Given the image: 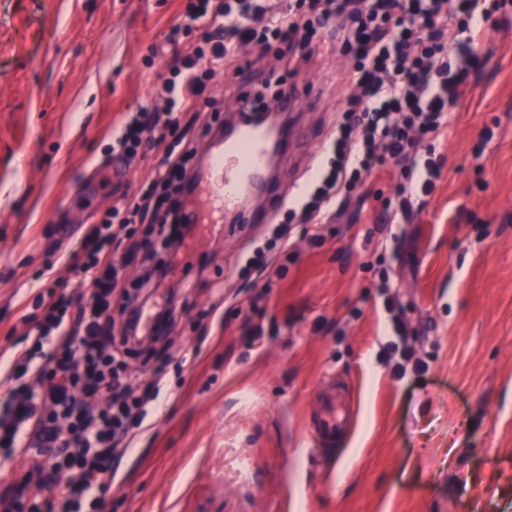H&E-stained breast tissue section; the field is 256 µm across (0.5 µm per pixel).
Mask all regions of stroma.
Here are the masks:
<instances>
[{"instance_id":"obj_1","label":"stroma","mask_w":512,"mask_h":512,"mask_svg":"<svg viewBox=\"0 0 512 512\" xmlns=\"http://www.w3.org/2000/svg\"><path fill=\"white\" fill-rule=\"evenodd\" d=\"M189 0H0V355L26 331L22 306L45 265L71 294L68 249L137 193L149 160L102 170L112 131L162 111L168 60L153 56ZM472 47L467 93L436 142L435 191L403 216L398 178L373 179L319 224L292 231L296 258L242 277L259 224L221 221L192 242L190 268L161 289L186 308L172 337L163 404L117 467L104 512H512V0ZM277 44L233 57L209 82L218 122L239 92L275 98ZM306 90L280 178L319 166L356 94L352 52L297 61ZM406 323L402 362L388 303ZM264 327L240 338L244 316ZM345 381L357 425L310 449L329 378Z\"/></svg>"}]
</instances>
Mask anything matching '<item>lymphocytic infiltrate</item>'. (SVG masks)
<instances>
[{"mask_svg": "<svg viewBox=\"0 0 512 512\" xmlns=\"http://www.w3.org/2000/svg\"><path fill=\"white\" fill-rule=\"evenodd\" d=\"M304 12L278 9L274 0H189L179 24L201 31V42L173 45L172 78L161 85L166 109L140 108L115 130L119 158L160 149L150 180L124 207L153 210L157 223L134 227L103 222L91 227L70 256V270L89 290L73 298L48 271L36 278L33 309L23 320L33 338L15 348L0 385V457L23 458L26 470L0 492V512H100L115 477V461L128 451L137 429L159 408L167 348L143 346L140 313L150 311L149 291L173 271L156 263L158 252L178 254L197 227L183 205L198 175L187 165L198 150L190 131L206 125L194 103L207 91L217 66L254 47L276 41L278 60L292 70L297 55L320 53L319 29L336 26V40L358 49L359 92L346 121L329 141L328 168L310 181L306 195L286 198L300 223L321 221L342 191L372 175L400 170L398 206L430 195L440 177L434 142L461 100L463 72L453 71L450 51L461 52L481 35L486 13L480 0H303ZM139 257L137 291H129L113 255ZM120 307H113V297ZM140 359L145 377L126 372Z\"/></svg>", "mask_w": 512, "mask_h": 512, "instance_id": "lymphocytic-infiltrate-1", "label": "lymphocytic infiltrate"}]
</instances>
